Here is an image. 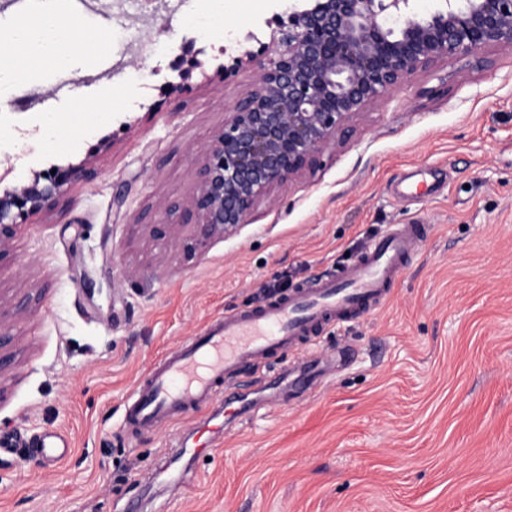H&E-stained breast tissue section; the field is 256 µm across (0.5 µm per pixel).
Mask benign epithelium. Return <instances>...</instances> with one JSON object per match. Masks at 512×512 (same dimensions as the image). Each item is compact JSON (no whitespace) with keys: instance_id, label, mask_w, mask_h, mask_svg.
<instances>
[{"instance_id":"7a95c632","label":"benign epithelium","mask_w":512,"mask_h":512,"mask_svg":"<svg viewBox=\"0 0 512 512\" xmlns=\"http://www.w3.org/2000/svg\"><path fill=\"white\" fill-rule=\"evenodd\" d=\"M413 0H293L275 15L270 43L229 56L215 74L257 70L256 87L224 119L202 149L203 164L191 211L197 218L184 245L188 257L215 238L250 223L259 203L312 169L349 117L399 87L417 69L442 58L474 55L486 47L512 50V0H437L429 15ZM182 47L170 68L188 77ZM23 185L0 176V247L52 196L89 173L87 162L56 165ZM177 225H149L169 243ZM14 325L0 313V372L14 362Z\"/></svg>"}]
</instances>
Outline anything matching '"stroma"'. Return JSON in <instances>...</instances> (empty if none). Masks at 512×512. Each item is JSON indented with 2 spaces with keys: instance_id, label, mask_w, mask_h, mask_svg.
<instances>
[{
  "instance_id": "stroma-1",
  "label": "stroma",
  "mask_w": 512,
  "mask_h": 512,
  "mask_svg": "<svg viewBox=\"0 0 512 512\" xmlns=\"http://www.w3.org/2000/svg\"><path fill=\"white\" fill-rule=\"evenodd\" d=\"M278 0H89L75 24L112 60L41 77L0 107V172L22 184L53 164L91 173L20 225L0 260V310L19 334L0 376V512H512V52L490 47L418 69L353 114L317 167L274 189L250 224L193 261L149 224H190L196 149L256 87L251 68L216 77L215 57L270 40ZM201 49L180 94L169 63ZM110 109L84 116L99 83ZM69 125L45 124L49 108ZM397 224L427 233L387 301L330 322L288 355L228 376L218 396L247 411L208 454L182 437L205 403L130 429L139 381L219 317L314 287ZM319 361L307 387L274 374ZM66 438L42 459L38 439ZM68 443L60 435L48 432L41 440L40 453L46 460H57L66 453Z\"/></svg>"
}]
</instances>
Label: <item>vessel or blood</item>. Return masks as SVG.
<instances>
[{"label": "vessel or blood", "mask_w": 512, "mask_h": 512, "mask_svg": "<svg viewBox=\"0 0 512 512\" xmlns=\"http://www.w3.org/2000/svg\"><path fill=\"white\" fill-rule=\"evenodd\" d=\"M425 233L421 224L395 225L353 266L319 279L315 287L211 322L141 379L127 424L149 428L176 409L214 400L226 375L288 351L324 323L351 320L384 303Z\"/></svg>", "instance_id": "obj_1"}]
</instances>
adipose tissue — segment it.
<instances>
[{"instance_id": "ef3b65f1", "label": "adipose tissue", "mask_w": 512, "mask_h": 512, "mask_svg": "<svg viewBox=\"0 0 512 512\" xmlns=\"http://www.w3.org/2000/svg\"><path fill=\"white\" fill-rule=\"evenodd\" d=\"M13 45L0 57V94L13 85L53 71L73 70L105 46L104 40H84L64 18L62 0H43L36 14L0 29Z\"/></svg>"}]
</instances>
